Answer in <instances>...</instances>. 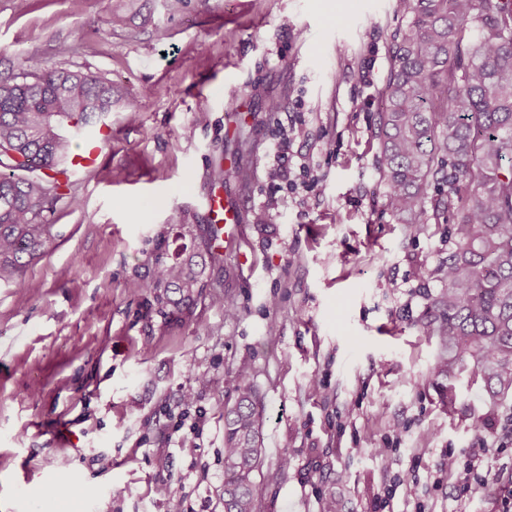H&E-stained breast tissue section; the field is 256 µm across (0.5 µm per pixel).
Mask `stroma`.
<instances>
[{
  "mask_svg": "<svg viewBox=\"0 0 512 512\" xmlns=\"http://www.w3.org/2000/svg\"><path fill=\"white\" fill-rule=\"evenodd\" d=\"M406 25L394 0H0V72L30 56L120 94L100 166L49 217L53 249L26 287L0 284V512H41L61 483L55 512H224L223 384L242 369L262 466L288 464L256 475L257 512H321L327 494L346 512H512V398L491 403L465 371L446 406L418 329L447 229L396 223L376 170ZM284 138L310 182L277 177ZM214 194L243 209L232 243ZM193 253L208 262L190 305L130 290ZM480 452L487 487L446 472Z\"/></svg>",
  "mask_w": 512,
  "mask_h": 512,
  "instance_id": "35a3bbf8",
  "label": "stroma"
}]
</instances>
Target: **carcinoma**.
Listing matches in <instances>:
<instances>
[{
	"label": "carcinoma",
	"mask_w": 512,
	"mask_h": 512,
	"mask_svg": "<svg viewBox=\"0 0 512 512\" xmlns=\"http://www.w3.org/2000/svg\"><path fill=\"white\" fill-rule=\"evenodd\" d=\"M408 23L382 92L378 170L399 224L449 225L448 258L424 273L443 285L419 329L437 338L435 371L470 370L488 399L512 396V0H396ZM0 75V283L24 284L29 260L54 242L47 218L71 141L112 111V83L33 58ZM67 123L70 137L59 133ZM191 258L137 282L189 302L203 272ZM224 411V512H256L262 407L239 373Z\"/></svg>",
	"instance_id": "1"
}]
</instances>
